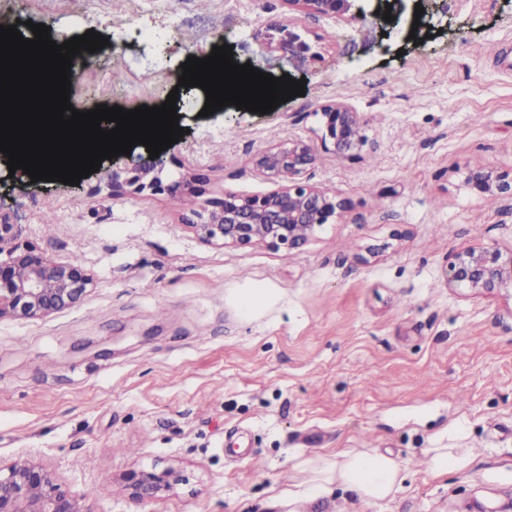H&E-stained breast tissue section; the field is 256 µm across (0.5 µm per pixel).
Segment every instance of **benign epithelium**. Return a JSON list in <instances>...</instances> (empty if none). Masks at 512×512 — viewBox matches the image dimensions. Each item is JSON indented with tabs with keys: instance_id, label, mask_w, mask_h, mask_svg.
Masks as SVG:
<instances>
[{
	"instance_id": "1",
	"label": "benign epithelium",
	"mask_w": 512,
	"mask_h": 512,
	"mask_svg": "<svg viewBox=\"0 0 512 512\" xmlns=\"http://www.w3.org/2000/svg\"><path fill=\"white\" fill-rule=\"evenodd\" d=\"M308 15L339 19L359 16L383 17L386 5L391 12L403 10L405 0H287ZM278 48L303 57L311 46L293 30L283 26ZM325 135L333 152L341 157L357 155L366 145L358 113L343 104L323 110ZM170 150L151 159L139 154L131 166L112 172V191L123 185L138 193L168 191L197 193L189 181L164 184L162 173ZM316 160L314 148L303 141L287 140L260 153L256 166L266 175L294 177L292 184L264 197H242L230 193L212 203L207 213H196L193 228L199 238L225 247L263 244L274 250L297 249L314 236L316 230L331 223L345 209L342 200L296 181ZM126 177H121V174ZM464 184L481 196L512 197V178L491 169L470 170ZM16 225L0 216V317L5 314L39 317L72 307L86 293L91 277L77 262L49 259L27 244L17 241ZM447 284L450 289L472 294L512 291V249L494 246L467 248L448 259ZM126 480L138 500H154L185 482L183 472L174 467L159 473L132 470ZM0 512H90L85 496L63 487L43 463L19 459L0 463Z\"/></svg>"
}]
</instances>
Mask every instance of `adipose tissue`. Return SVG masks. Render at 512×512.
Here are the masks:
<instances>
[{
	"label": "adipose tissue",
	"instance_id": "adipose-tissue-1",
	"mask_svg": "<svg viewBox=\"0 0 512 512\" xmlns=\"http://www.w3.org/2000/svg\"><path fill=\"white\" fill-rule=\"evenodd\" d=\"M307 468L314 474L311 488L322 490L334 484L367 503L389 499L402 483L398 460L375 448L348 449L336 458L308 463Z\"/></svg>",
	"mask_w": 512,
	"mask_h": 512
}]
</instances>
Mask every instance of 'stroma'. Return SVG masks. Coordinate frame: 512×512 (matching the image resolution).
<instances>
[{"label": "stroma", "instance_id": "1", "mask_svg": "<svg viewBox=\"0 0 512 512\" xmlns=\"http://www.w3.org/2000/svg\"><path fill=\"white\" fill-rule=\"evenodd\" d=\"M415 36L371 18H311L284 0H0V25L32 21L107 45L78 63L70 102H165L188 57L231 45L238 64L305 82L266 114L202 116L179 94L185 134L166 180L183 195L113 194L111 162L75 186H21L0 163V212L21 241L92 277L73 307L0 317V461L46 463L90 512H503L512 505V293L466 296L449 256L512 249V198L483 197L466 169L512 172V0H425ZM145 32L123 40L131 16ZM294 24L317 54L267 48ZM359 113V156L321 147L322 107ZM293 139L303 174L346 208L300 249L221 247L191 227L208 201L280 190L255 165ZM53 223H45V213ZM387 450L404 481L367 504L311 496L299 462ZM429 448L474 462L433 476ZM181 467L186 483L141 502L129 471Z\"/></svg>", "mask_w": 512, "mask_h": 512}]
</instances>
